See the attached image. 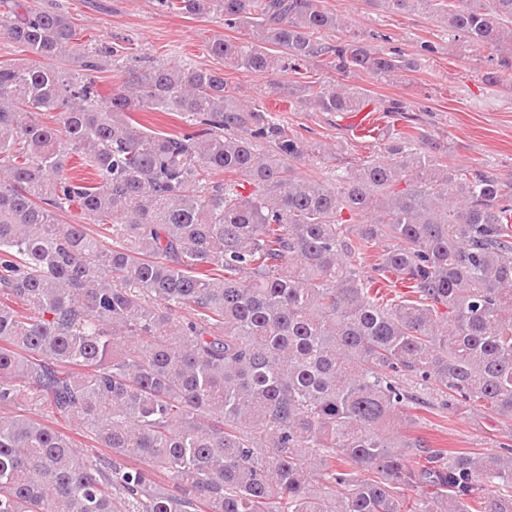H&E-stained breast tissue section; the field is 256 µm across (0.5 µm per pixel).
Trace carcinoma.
Instances as JSON below:
<instances>
[{
    "mask_svg": "<svg viewBox=\"0 0 512 512\" xmlns=\"http://www.w3.org/2000/svg\"><path fill=\"white\" fill-rule=\"evenodd\" d=\"M378 2L512 54V0ZM158 3L244 30L210 51L247 75H338L288 86L302 109L360 112L372 99L349 74L416 68L355 35L324 41L342 23L323 0ZM2 7L0 35L33 58L0 63V411L44 403L108 454L0 415V512H512V444L398 434L438 398L512 423L499 177L416 125L381 160L303 175L325 151L235 103L223 73L158 63L103 95L92 73L118 48L75 49L60 11ZM481 79L512 84V59ZM143 110L189 130H151ZM74 157L93 178L69 174ZM72 211L82 223L58 221ZM379 244L368 277L356 259ZM388 274L411 296L380 297Z\"/></svg>",
    "mask_w": 512,
    "mask_h": 512,
    "instance_id": "1",
    "label": "carcinoma"
}]
</instances>
